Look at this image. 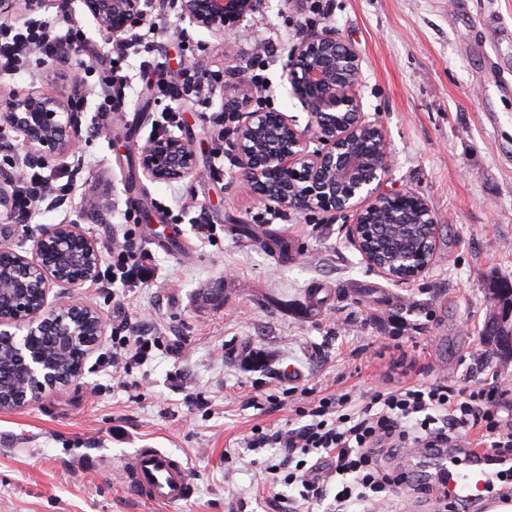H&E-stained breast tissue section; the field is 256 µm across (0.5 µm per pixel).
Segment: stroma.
<instances>
[{"label": "stroma", "mask_w": 512, "mask_h": 512, "mask_svg": "<svg viewBox=\"0 0 512 512\" xmlns=\"http://www.w3.org/2000/svg\"><path fill=\"white\" fill-rule=\"evenodd\" d=\"M79 20L93 49L33 56L30 71L0 75V98L35 89L61 100L87 94L75 156L50 163L73 172L76 187L60 208L31 222L0 214V244L29 252L43 224H76L102 252L100 278L67 291L98 310L105 332L81 377L16 410L0 409V512H289L261 471L277 451L253 453V428L296 422L307 391L421 379L454 387L498 376L500 416L512 427V361L496 358L479 330L491 309L490 280L512 281V0H256L242 32L221 36L192 26L175 0H151L139 32L159 43L163 70L149 73L130 56L131 87L118 111L98 117L100 56L112 47L105 24L81 0L47 5L2 22ZM325 28L361 60L359 94L368 121L385 132L392 166L388 190H410L439 226L434 261L423 277L397 285L370 271L347 237L349 214L282 210L242 187L233 137H219L207 113L233 99L234 78L210 94L207 110L185 103L175 136L191 140L198 167L185 180L155 182L137 145L170 100L158 91L188 55L198 63L247 65L261 39L277 50L254 88L265 104L306 123L283 80L301 36ZM140 201L138 223L124 219ZM206 213L209 229L196 219ZM131 234L150 275L135 288L112 281V246ZM329 292L319 308L310 289ZM144 335L153 345L125 379L112 375V339ZM296 380H288V371ZM279 396L282 409L265 403ZM139 448L171 452L187 465L194 493L158 506L136 498L117 464Z\"/></svg>", "instance_id": "stroma-1"}]
</instances>
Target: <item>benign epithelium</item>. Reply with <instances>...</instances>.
I'll return each mask as SVG.
<instances>
[{"instance_id": "1", "label": "benign epithelium", "mask_w": 512, "mask_h": 512, "mask_svg": "<svg viewBox=\"0 0 512 512\" xmlns=\"http://www.w3.org/2000/svg\"><path fill=\"white\" fill-rule=\"evenodd\" d=\"M88 12L108 31L127 33L143 17L141 0H83ZM190 23L215 35L237 30L255 8V0H181ZM285 73L307 114L304 127L276 110L238 114L237 167L247 191L302 213L356 212L347 226L350 241L369 269L397 285L421 278L436 251L438 224L423 197L413 191L387 192L383 182L391 167L384 131L366 120L358 86L361 63L357 53L332 31L308 33L288 58ZM66 120H61L62 114ZM0 122L19 129L30 157H63L76 147L77 127L65 103L38 91L0 100ZM316 148H311V145ZM145 174L154 181L182 180L196 170L193 144L181 137H154L140 147ZM410 215L429 231L425 244L399 252L392 265L378 263L364 245L372 240L370 218L376 213L394 215L408 204ZM34 257L9 246L0 247L13 269L9 301L13 311L0 316V333L16 337L14 346L24 369V395L11 404L21 409L46 391L66 386L82 369L62 376L32 336L42 330L73 343V323L87 321L94 339L85 346L88 355L104 333L101 315L79 301H62L51 308L48 293L54 285L80 288L97 279L101 253L97 243L76 224H45L33 235ZM24 329L26 335L17 337Z\"/></svg>"}]
</instances>
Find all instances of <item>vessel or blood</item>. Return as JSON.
Here are the masks:
<instances>
[{
	"instance_id": "1",
	"label": "vessel or blood",
	"mask_w": 512,
	"mask_h": 512,
	"mask_svg": "<svg viewBox=\"0 0 512 512\" xmlns=\"http://www.w3.org/2000/svg\"><path fill=\"white\" fill-rule=\"evenodd\" d=\"M437 476L453 499L489 500L494 474L481 449L448 451L436 461ZM128 489L140 499L162 505L187 500L192 483L184 462L158 448H141L120 465Z\"/></svg>"
}]
</instances>
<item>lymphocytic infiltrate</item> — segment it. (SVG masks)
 Returning <instances> with one entry per match:
<instances>
[{"instance_id":"obj_1","label":"lymphocytic infiltrate","mask_w":512,"mask_h":512,"mask_svg":"<svg viewBox=\"0 0 512 512\" xmlns=\"http://www.w3.org/2000/svg\"><path fill=\"white\" fill-rule=\"evenodd\" d=\"M143 36L116 39L99 62L97 85L100 111L109 112L125 101L127 77L122 63L138 54ZM81 25L59 30L45 21L0 23V70L17 73L30 63L32 54L46 57L86 47ZM73 182L54 184L51 176L30 168L13 194L15 219L27 221L40 203L54 198L65 204ZM495 386H440L416 379L397 387L381 386L368 396L330 392L307 401L290 428L256 430L245 446L250 451L280 449L279 462L269 463L262 476L269 486L300 484L304 503L333 496L332 512H389L394 497L405 493L447 505L443 484H431L413 470L396 463L409 449L422 448L437 455L472 434L485 453L512 447V429L504 424L494 404Z\"/></svg>"}]
</instances>
